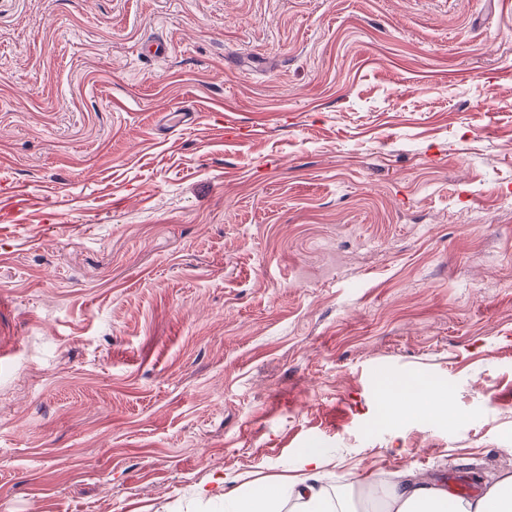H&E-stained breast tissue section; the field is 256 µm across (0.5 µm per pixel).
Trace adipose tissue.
<instances>
[{
    "mask_svg": "<svg viewBox=\"0 0 512 512\" xmlns=\"http://www.w3.org/2000/svg\"><path fill=\"white\" fill-rule=\"evenodd\" d=\"M387 418L394 431L420 414L448 416V396L428 383L394 384L387 395ZM325 458L309 450L300 459V476L225 492L227 512H274L281 498L293 500L296 512H512V474L503 475L474 497H450L440 483L425 479L401 478L382 486L378 498L361 509L352 505L349 484L326 492L319 484Z\"/></svg>",
    "mask_w": 512,
    "mask_h": 512,
    "instance_id": "obj_1",
    "label": "adipose tissue"
}]
</instances>
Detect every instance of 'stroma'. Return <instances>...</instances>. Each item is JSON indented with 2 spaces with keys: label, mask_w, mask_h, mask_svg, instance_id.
<instances>
[{
  "label": "stroma",
  "mask_w": 512,
  "mask_h": 512,
  "mask_svg": "<svg viewBox=\"0 0 512 512\" xmlns=\"http://www.w3.org/2000/svg\"><path fill=\"white\" fill-rule=\"evenodd\" d=\"M432 378L457 426L383 423ZM313 446L512 473V0H0V512H224Z\"/></svg>",
  "instance_id": "obj_1"
}]
</instances>
